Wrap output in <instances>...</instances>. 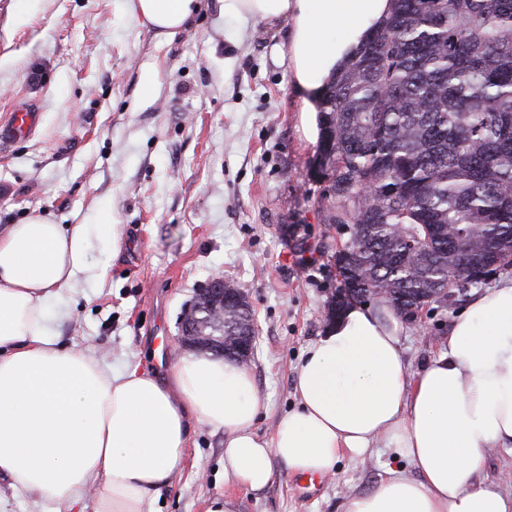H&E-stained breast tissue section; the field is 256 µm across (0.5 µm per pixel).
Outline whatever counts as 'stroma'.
Returning <instances> with one entry per match:
<instances>
[{
  "instance_id": "1",
  "label": "stroma",
  "mask_w": 512,
  "mask_h": 512,
  "mask_svg": "<svg viewBox=\"0 0 512 512\" xmlns=\"http://www.w3.org/2000/svg\"><path fill=\"white\" fill-rule=\"evenodd\" d=\"M290 24L242 22L203 0L190 26L165 38L139 23L131 0H0V116L34 103L35 134L0 155V232L39 212L88 227L86 270L53 309L61 344L156 376L158 344L173 346L182 314L220 273L245 291L258 329L248 364L270 436L296 405L295 374L326 329L336 296V247L309 176L315 145L296 130L299 97L272 55ZM158 73L151 99L139 94ZM110 210L119 243L95 222ZM468 304L456 297L403 323L410 371L440 349ZM395 460H342L317 478L276 468L253 492L223 478L224 435L198 429L161 512H203L227 493L238 512H341Z\"/></svg>"
}]
</instances>
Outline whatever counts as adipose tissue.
<instances>
[{
	"mask_svg": "<svg viewBox=\"0 0 512 512\" xmlns=\"http://www.w3.org/2000/svg\"><path fill=\"white\" fill-rule=\"evenodd\" d=\"M220 2L245 21H290L288 77L310 143L327 83L392 11V0ZM134 3L140 23L167 38L201 8ZM86 247L84 225L39 214L0 235V475L13 487L66 512H158L203 426L224 435L225 481L253 492L275 465L330 475L380 446L400 467L346 495L342 512H512V493L482 475L488 449L512 448V279L476 294L415 374L393 309L350 305L308 347L297 405L267 438L255 429L265 403L244 366L184 353L160 380L60 344L48 306L83 271Z\"/></svg>",
	"mask_w": 512,
	"mask_h": 512,
	"instance_id": "obj_1",
	"label": "adipose tissue"
}]
</instances>
